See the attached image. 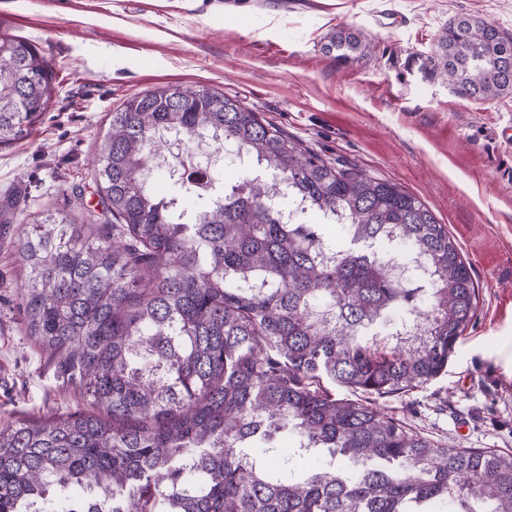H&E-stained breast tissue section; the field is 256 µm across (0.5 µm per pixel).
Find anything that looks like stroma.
I'll return each instance as SVG.
<instances>
[{
  "label": "stroma",
  "mask_w": 512,
  "mask_h": 512,
  "mask_svg": "<svg viewBox=\"0 0 512 512\" xmlns=\"http://www.w3.org/2000/svg\"><path fill=\"white\" fill-rule=\"evenodd\" d=\"M512 33V0H0V35L52 70L31 135L0 148V423L70 411L79 389L21 323L17 225L53 209L100 219L92 160L112 112L167 85L238 99L328 160L398 183L446 224L471 267L475 314L448 368L369 401L439 444L512 452V96H461L433 72L448 21ZM345 28L364 57L326 49Z\"/></svg>",
  "instance_id": "stroma-1"
}]
</instances>
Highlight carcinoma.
<instances>
[{
	"instance_id": "1",
	"label": "carcinoma",
	"mask_w": 512,
	"mask_h": 512,
	"mask_svg": "<svg viewBox=\"0 0 512 512\" xmlns=\"http://www.w3.org/2000/svg\"><path fill=\"white\" fill-rule=\"evenodd\" d=\"M327 48L370 52L344 29ZM431 62L466 98L512 94V35L480 17L449 20ZM51 79L32 43L0 36V147L31 135ZM203 139L271 178L199 193L182 222L194 183L155 185ZM96 165L112 235L57 213L20 225L26 332L88 408L0 425V512H512V455L440 447L324 385L422 386L471 321L470 267L417 196L179 85L112 113ZM388 241L416 266L394 272Z\"/></svg>"
}]
</instances>
